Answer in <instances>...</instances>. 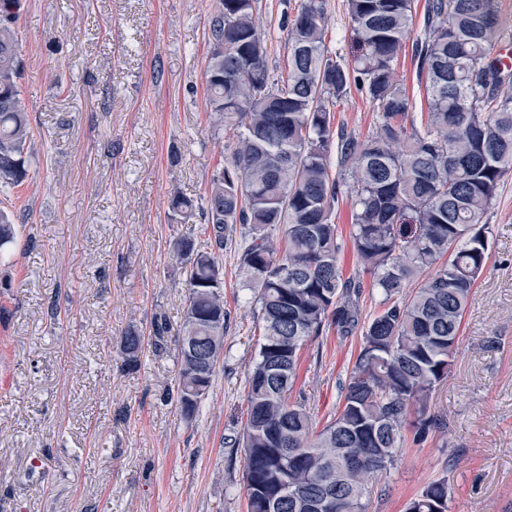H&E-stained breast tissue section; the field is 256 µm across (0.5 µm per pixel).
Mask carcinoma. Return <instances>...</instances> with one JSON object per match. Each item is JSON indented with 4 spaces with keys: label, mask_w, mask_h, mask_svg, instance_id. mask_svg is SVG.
Returning <instances> with one entry per match:
<instances>
[{
    "label": "carcinoma",
    "mask_w": 512,
    "mask_h": 512,
    "mask_svg": "<svg viewBox=\"0 0 512 512\" xmlns=\"http://www.w3.org/2000/svg\"><path fill=\"white\" fill-rule=\"evenodd\" d=\"M255 0H218L206 68L210 112L238 130L230 161L210 180L204 207L211 241L246 229L239 267L257 295L262 339L248 376L242 433L248 512H366L369 484L394 464L409 416L415 437L443 429L429 413L447 378L472 289L488 260L483 218L512 169V72L501 67L497 0H428L416 44L429 112L407 122L396 79L414 0H348L358 55L348 65L326 44V0H301L288 28V71L273 76ZM18 0H0V183L26 174L30 127L17 79ZM379 119L360 140L333 126L351 89ZM352 181L350 239L383 294L363 341L342 410L315 431L306 405L289 401L299 352L327 324H360L362 282L343 278L332 215ZM190 263L179 341V403L192 416L224 347V273L211 251L181 240ZM423 276L404 301V283ZM143 337L123 339L136 367ZM445 476L428 482L406 512H449Z\"/></svg>",
    "instance_id": "cac0c4a2"
}]
</instances>
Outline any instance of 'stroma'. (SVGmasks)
<instances>
[{"instance_id":"obj_1","label":"stroma","mask_w":512,"mask_h":512,"mask_svg":"<svg viewBox=\"0 0 512 512\" xmlns=\"http://www.w3.org/2000/svg\"><path fill=\"white\" fill-rule=\"evenodd\" d=\"M301 0H256L268 64L288 54L284 17ZM18 81L32 129L27 174L0 185L15 221L0 247V512H247L244 450L248 372L261 341L259 305L244 282L234 231L224 271V353L193 417L177 397V333L187 308L183 238L208 249L202 204L231 158L236 131L211 125L205 71L217 0H20ZM326 43L353 56L347 0H327ZM397 78L409 117L428 104L412 48ZM377 109L354 91L334 126L370 135ZM352 193L338 225L344 277L362 281V321L383 296L350 241ZM485 221L489 259L471 295L447 379L431 409L444 430L406 445L370 488L367 512H405L447 477L450 512H512V172ZM144 338L124 364L127 330ZM361 333L326 327L301 352L291 401L316 426L341 410Z\"/></svg>"}]
</instances>
